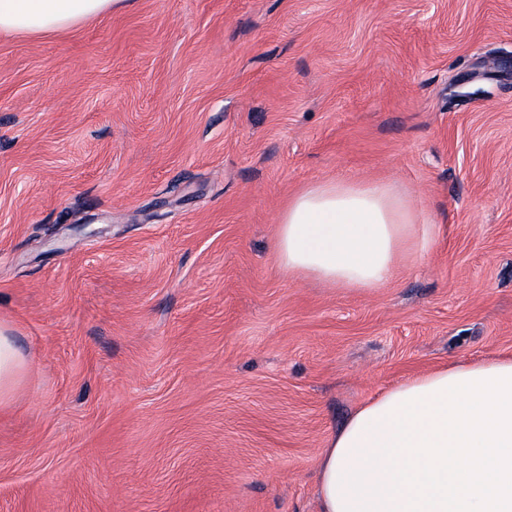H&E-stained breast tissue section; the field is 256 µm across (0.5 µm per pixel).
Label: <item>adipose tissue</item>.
I'll list each match as a JSON object with an SVG mask.
<instances>
[{
  "label": "adipose tissue",
  "instance_id": "obj_1",
  "mask_svg": "<svg viewBox=\"0 0 512 512\" xmlns=\"http://www.w3.org/2000/svg\"><path fill=\"white\" fill-rule=\"evenodd\" d=\"M134 0H0V32L67 30ZM422 220L385 182H323L282 210L276 253L287 272L372 289L423 245ZM27 360L0 327V401ZM320 512H512V356L443 367L361 405L319 460Z\"/></svg>",
  "mask_w": 512,
  "mask_h": 512
}]
</instances>
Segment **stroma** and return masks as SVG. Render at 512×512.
Segmentation results:
<instances>
[{
	"instance_id": "stroma-1",
	"label": "stroma",
	"mask_w": 512,
	"mask_h": 512,
	"mask_svg": "<svg viewBox=\"0 0 512 512\" xmlns=\"http://www.w3.org/2000/svg\"><path fill=\"white\" fill-rule=\"evenodd\" d=\"M376 180L431 245L282 271L288 199ZM0 512H319L357 407L512 355V0H135L0 35ZM27 360L16 347L11 331L0 327V403L19 386Z\"/></svg>"
}]
</instances>
